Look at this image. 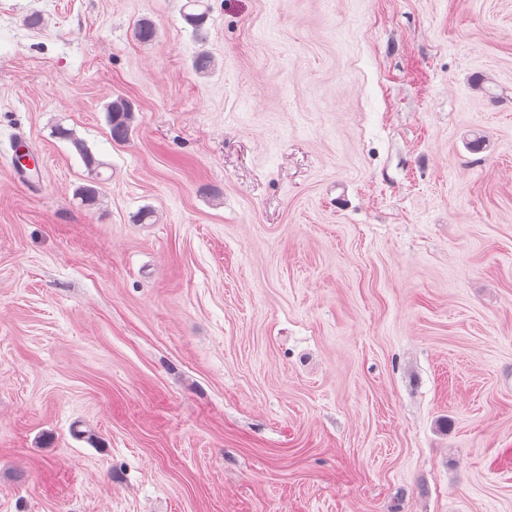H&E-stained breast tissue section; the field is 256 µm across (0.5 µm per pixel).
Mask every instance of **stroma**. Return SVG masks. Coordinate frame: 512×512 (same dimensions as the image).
Returning <instances> with one entry per match:
<instances>
[{
	"mask_svg": "<svg viewBox=\"0 0 512 512\" xmlns=\"http://www.w3.org/2000/svg\"><path fill=\"white\" fill-rule=\"evenodd\" d=\"M185 2L0 0V512H512V0ZM109 135L114 143L120 144L130 140L135 126V110L124 98H116L106 106ZM54 135L63 140H70L75 150L80 155L84 165L91 175V180H88L87 184L79 186L75 191V196L80 200L82 206L87 208L95 206L100 194L98 185L102 180L99 169L104 166V163L95 157L85 142L72 137V132L68 129L58 126L54 130Z\"/></svg>",
	"mask_w": 512,
	"mask_h": 512,
	"instance_id": "stroma-1",
	"label": "stroma"
}]
</instances>
